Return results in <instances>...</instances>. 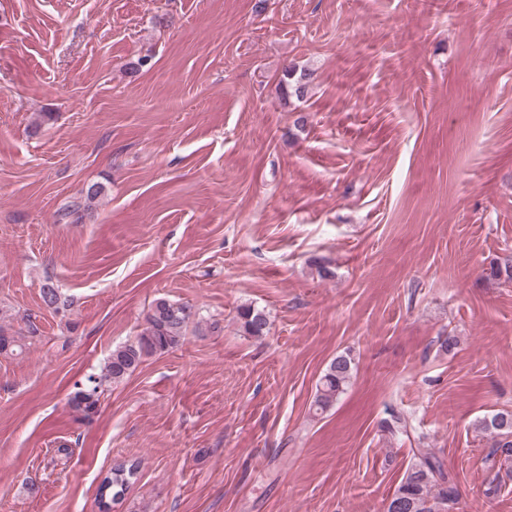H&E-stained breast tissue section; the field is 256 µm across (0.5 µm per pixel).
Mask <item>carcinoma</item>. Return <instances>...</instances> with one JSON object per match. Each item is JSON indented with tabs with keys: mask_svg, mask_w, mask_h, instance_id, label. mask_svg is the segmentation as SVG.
Returning a JSON list of instances; mask_svg holds the SVG:
<instances>
[{
	"mask_svg": "<svg viewBox=\"0 0 512 512\" xmlns=\"http://www.w3.org/2000/svg\"><path fill=\"white\" fill-rule=\"evenodd\" d=\"M310 82V73L296 71L290 67L279 80L278 90L282 97L305 95ZM102 191L98 184L90 185L84 199L73 201L60 213V219L82 218V212L89 208ZM41 299L45 308L60 312L69 307L67 299L57 288L45 284L41 288ZM238 321L245 334L261 339L269 332V319L264 309L252 304L239 307ZM202 319L190 305L173 302L165 298L156 300L147 317L145 327L135 336L112 350L107 364L98 375H90L84 386L77 388L69 398L71 408L84 418L98 412L104 386L118 383L129 377L145 358L167 353L185 340L189 327L199 326ZM25 347L22 339L8 333L0 325V355H12ZM353 361L348 355L340 354L332 359L324 370L317 385L313 408L325 412L344 393L353 377ZM476 428L481 434L493 440L491 455L501 454L504 461L512 460V410H501L477 420ZM136 463H120L112 468V478L100 490H108L112 497L119 498L131 484V473L138 472ZM457 494L454 478L447 472L439 457L432 452L420 455L419 461L409 467L396 486L387 505L386 512H447L448 503Z\"/></svg>",
	"mask_w": 512,
	"mask_h": 512,
	"instance_id": "carcinoma-1",
	"label": "carcinoma"
}]
</instances>
